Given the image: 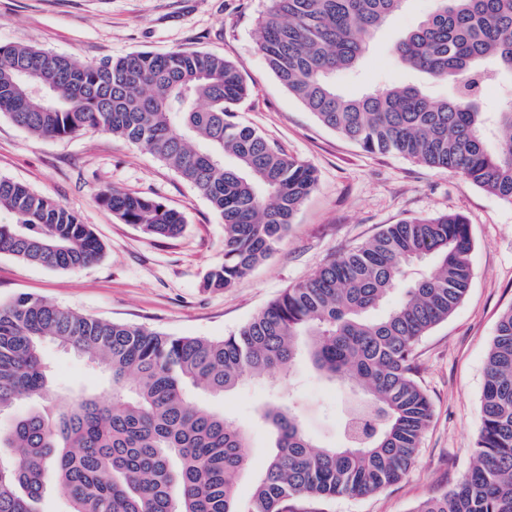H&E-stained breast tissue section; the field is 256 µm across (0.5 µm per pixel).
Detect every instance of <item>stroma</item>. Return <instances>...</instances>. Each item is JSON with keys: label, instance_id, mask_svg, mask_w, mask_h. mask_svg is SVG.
Instances as JSON below:
<instances>
[{"label": "stroma", "instance_id": "obj_1", "mask_svg": "<svg viewBox=\"0 0 512 512\" xmlns=\"http://www.w3.org/2000/svg\"><path fill=\"white\" fill-rule=\"evenodd\" d=\"M269 0H0V44L50 50L83 62L134 52H206L232 61L248 87L236 119L261 132L289 156L311 165L317 184L294 215L276 251L223 290H208V270L224 258V224L209 202L170 167L129 141L98 130L62 138L37 137L0 116V176L52 196L89 224L103 245L94 265L54 270L0 254V302L27 294L80 313L143 325L173 336L221 338L237 332L290 286L330 259L361 246L386 225L453 213L471 226V287L448 320L419 341L416 378L432 420L408 475L363 497L300 501L301 512H416L426 499L452 490L473 461L482 422L487 353L502 311L512 306V204L467 182L397 154H371L307 112L269 69L256 44ZM406 0L370 39L359 66L338 72L337 90L359 96L413 83L433 96L448 83L405 68L395 47L434 8ZM116 188L180 211L185 229L157 238L124 223L98 201ZM54 368L53 392L102 391L104 377L81 357L45 343ZM280 399L293 406L321 445L339 442L355 398L297 362L277 380L258 379L221 396L194 393L195 402L245 429L251 461L239 477L248 497L264 472L275 435L261 407Z\"/></svg>", "mask_w": 512, "mask_h": 512}]
</instances>
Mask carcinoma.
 Wrapping results in <instances>:
<instances>
[{
  "label": "carcinoma",
  "instance_id": "cac0c4a2",
  "mask_svg": "<svg viewBox=\"0 0 512 512\" xmlns=\"http://www.w3.org/2000/svg\"><path fill=\"white\" fill-rule=\"evenodd\" d=\"M405 0H270L258 46L280 83L325 127L367 152L396 153L463 175L512 203V104L480 105L484 83L512 77V0H435L397 47L404 67L456 88L436 99L390 85L358 97L333 77L357 66L373 33ZM222 56L132 53L98 64L0 45V114L35 136L98 128L151 153L190 183L224 221V262L203 287L226 289L267 260L316 185L312 167L234 119L247 95ZM98 200L147 235L174 238L184 216L162 202L105 189ZM0 254L75 271L103 247L59 200L0 177ZM470 224L457 214L390 224L284 290L236 333L172 336L96 319L21 294L0 303V512H42L48 480L65 512H297L300 498L381 492L416 460L431 403L414 349L446 321L472 279ZM429 259L432 269L421 270ZM402 299L375 311L393 291ZM76 351L105 375L104 394L59 401L41 348ZM307 360L322 378L354 382L359 417L342 444L318 446L290 408L263 418L275 450L246 499L235 479L249 463L247 432L195 405ZM475 462L417 512H512V307L496 325L481 396Z\"/></svg>",
  "mask_w": 512,
  "mask_h": 512
}]
</instances>
